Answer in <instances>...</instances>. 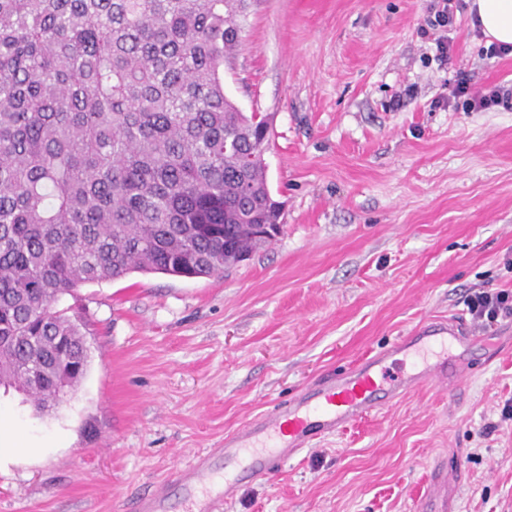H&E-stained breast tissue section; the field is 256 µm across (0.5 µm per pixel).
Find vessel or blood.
<instances>
[{"mask_svg":"<svg viewBox=\"0 0 512 512\" xmlns=\"http://www.w3.org/2000/svg\"><path fill=\"white\" fill-rule=\"evenodd\" d=\"M468 326L455 319H431L390 349L367 356L342 374L323 377L288 403L275 405L224 438V468H212L208 456L196 457L176 477L188 512H222L239 486L282 467L314 441L345 431L373 411L391 406L408 391L444 386L455 367L448 361L458 344H474ZM411 355L415 364L388 374V361ZM429 512H448V472L434 468Z\"/></svg>","mask_w":512,"mask_h":512,"instance_id":"b4317fda","label":"vessel or blood"}]
</instances>
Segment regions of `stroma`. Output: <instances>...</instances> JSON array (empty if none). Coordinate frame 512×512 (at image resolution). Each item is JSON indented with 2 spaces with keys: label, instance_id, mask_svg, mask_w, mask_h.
Wrapping results in <instances>:
<instances>
[{
  "label": "stroma",
  "instance_id": "1",
  "mask_svg": "<svg viewBox=\"0 0 512 512\" xmlns=\"http://www.w3.org/2000/svg\"><path fill=\"white\" fill-rule=\"evenodd\" d=\"M437 0H249L224 91L270 124L283 230L212 277L132 273L58 309L89 365L52 409L0 388V512H133L175 466L302 387L512 290V110L442 104L512 82L468 11L434 58ZM447 388L408 393L242 487L224 512H420L435 464L451 512H512V319L480 329Z\"/></svg>",
  "mask_w": 512,
  "mask_h": 512
}]
</instances>
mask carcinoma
<instances>
[{
    "label": "carcinoma",
    "mask_w": 512,
    "mask_h": 512,
    "mask_svg": "<svg viewBox=\"0 0 512 512\" xmlns=\"http://www.w3.org/2000/svg\"><path fill=\"white\" fill-rule=\"evenodd\" d=\"M247 0H0V385L36 406L88 368L53 308L132 272L204 277L253 253L265 117L224 92Z\"/></svg>",
    "instance_id": "cac0c4a2"
}]
</instances>
